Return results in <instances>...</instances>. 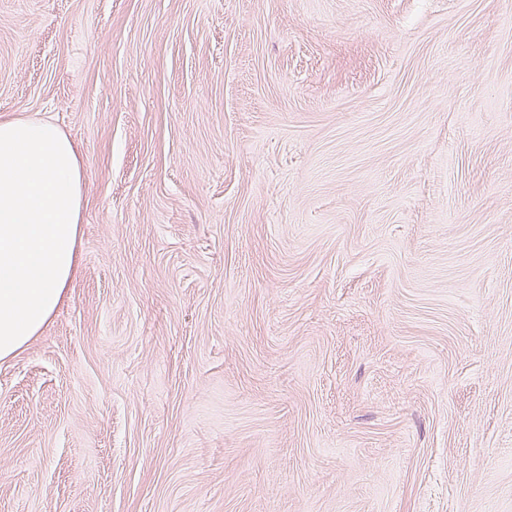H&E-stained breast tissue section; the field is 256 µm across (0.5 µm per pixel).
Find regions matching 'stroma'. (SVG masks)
Wrapping results in <instances>:
<instances>
[{
	"label": "stroma",
	"mask_w": 512,
	"mask_h": 512,
	"mask_svg": "<svg viewBox=\"0 0 512 512\" xmlns=\"http://www.w3.org/2000/svg\"><path fill=\"white\" fill-rule=\"evenodd\" d=\"M84 169L0 360V512H512V0H0Z\"/></svg>",
	"instance_id": "obj_1"
}]
</instances>
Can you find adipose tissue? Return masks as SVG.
Here are the masks:
<instances>
[{"label": "adipose tissue", "mask_w": 512, "mask_h": 512, "mask_svg": "<svg viewBox=\"0 0 512 512\" xmlns=\"http://www.w3.org/2000/svg\"><path fill=\"white\" fill-rule=\"evenodd\" d=\"M83 168L51 121H0V359L22 351L76 271Z\"/></svg>", "instance_id": "obj_1"}]
</instances>
